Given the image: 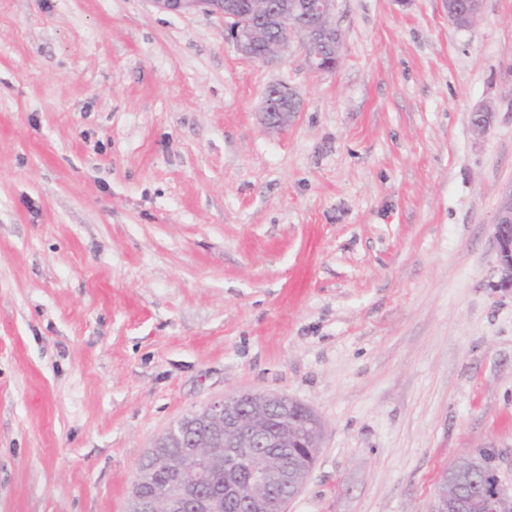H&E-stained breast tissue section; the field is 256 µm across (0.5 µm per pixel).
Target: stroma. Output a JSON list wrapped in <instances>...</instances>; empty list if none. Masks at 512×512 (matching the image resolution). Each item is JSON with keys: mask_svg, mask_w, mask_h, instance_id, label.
<instances>
[{"mask_svg": "<svg viewBox=\"0 0 512 512\" xmlns=\"http://www.w3.org/2000/svg\"><path fill=\"white\" fill-rule=\"evenodd\" d=\"M334 21L320 74L151 0H0V512H126L158 436L239 392L321 422L288 512H426L487 454L512 488V0ZM298 102L297 91L289 87L288 84L278 82L268 85L263 93L260 112L262 124L269 129H280L287 126L289 119L295 112H298ZM496 288L512 289V194L499 205L493 224Z\"/></svg>", "mask_w": 512, "mask_h": 512, "instance_id": "1", "label": "stroma"}]
</instances>
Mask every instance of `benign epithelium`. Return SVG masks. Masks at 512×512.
Masks as SVG:
<instances>
[{
  "label": "benign epithelium",
  "mask_w": 512,
  "mask_h": 512,
  "mask_svg": "<svg viewBox=\"0 0 512 512\" xmlns=\"http://www.w3.org/2000/svg\"><path fill=\"white\" fill-rule=\"evenodd\" d=\"M161 10L190 12L202 7L220 14L236 50L254 60L256 49H262L261 61L267 62L288 51L298 41L308 68L328 72L336 68L340 58L341 38L332 16L335 0H152ZM485 0H466L463 28H471L484 12ZM299 95L283 82L268 85L263 93L261 122L269 129L288 125L298 111ZM494 112L481 106L469 116L470 126L478 134L490 127ZM493 249L496 287L512 289V195L499 205L493 224ZM294 399L276 393H238L211 402L204 410L189 414L175 422L159 438L168 442L179 436L191 422L210 425L215 435L199 438L194 447L210 454L224 453L230 460L239 448H317L320 440L310 444L294 432L288 418L278 409ZM167 470L171 480L161 484L151 470L139 472L131 488L128 512H214V502L205 489L206 479L178 465L171 459ZM302 476L288 464V456L280 454L273 462L245 473V479L230 478L224 484V499L236 504L242 512H271L272 498ZM477 499L481 512H501L512 491L498 484L484 487L480 494L469 497L448 495L446 481H441L430 500L427 512H470Z\"/></svg>",
  "instance_id": "obj_1"
}]
</instances>
